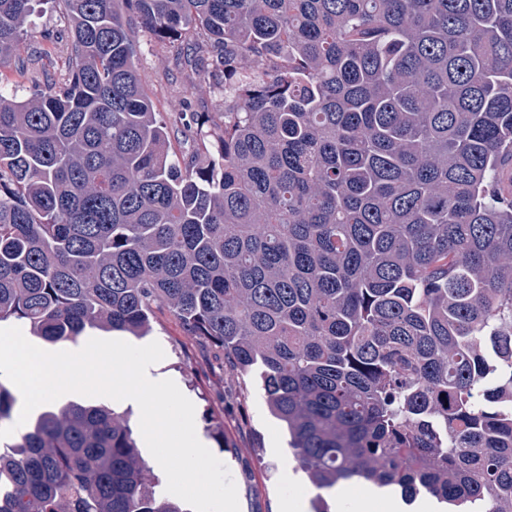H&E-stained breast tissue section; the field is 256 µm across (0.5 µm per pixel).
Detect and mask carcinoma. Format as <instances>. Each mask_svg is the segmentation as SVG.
Listing matches in <instances>:
<instances>
[{
	"instance_id": "carcinoma-1",
	"label": "carcinoma",
	"mask_w": 512,
	"mask_h": 512,
	"mask_svg": "<svg viewBox=\"0 0 512 512\" xmlns=\"http://www.w3.org/2000/svg\"><path fill=\"white\" fill-rule=\"evenodd\" d=\"M61 2L59 75L0 86V322L142 339L165 311L316 491L512 512V0ZM35 3L0 0V68ZM132 17L222 93L218 155L173 148ZM157 486L104 404L0 448V512H184Z\"/></svg>"
}]
</instances>
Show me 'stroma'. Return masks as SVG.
<instances>
[{
  "label": "stroma",
  "mask_w": 512,
  "mask_h": 512,
  "mask_svg": "<svg viewBox=\"0 0 512 512\" xmlns=\"http://www.w3.org/2000/svg\"><path fill=\"white\" fill-rule=\"evenodd\" d=\"M68 38L62 9H46L24 35L19 51L48 45L42 64L55 70L61 43ZM138 71L157 111L167 119H178L180 133L175 145L191 144L199 125L197 115L212 111L216 99L202 89L183 94L174 63V49L159 50L145 32H138ZM151 340L162 346L165 356L157 362L158 374L174 377L181 392L195 406V427L206 431V410L224 419V434L231 450L219 448L215 440L207 446L229 469L235 482L240 512H282L287 498L311 502L315 491L302 473L296 472L284 434L267 412L257 388L224 368L223 358L205 343L185 336L169 315L157 313Z\"/></svg>",
  "instance_id": "stroma-1"
}]
</instances>
